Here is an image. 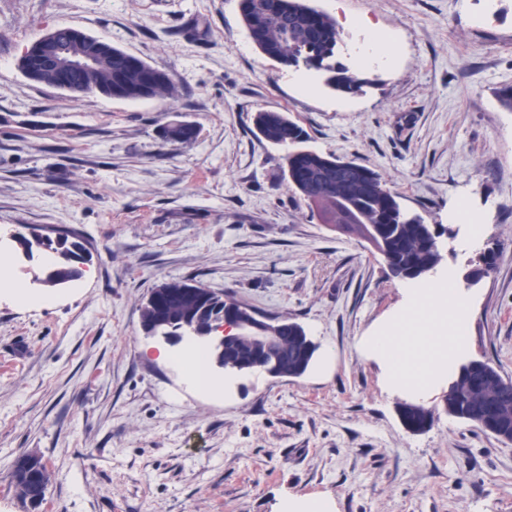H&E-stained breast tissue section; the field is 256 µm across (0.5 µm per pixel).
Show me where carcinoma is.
<instances>
[{
  "instance_id": "cac0c4a2",
  "label": "carcinoma",
  "mask_w": 512,
  "mask_h": 512,
  "mask_svg": "<svg viewBox=\"0 0 512 512\" xmlns=\"http://www.w3.org/2000/svg\"><path fill=\"white\" fill-rule=\"evenodd\" d=\"M252 42L269 59L287 67L314 70L331 88L344 92L358 91L365 80L336 60L341 33L336 21L307 0H241L240 11ZM96 54L90 71L74 70L70 74L74 89L86 94L99 92L126 100L163 99L173 95L169 75L139 57L117 47L101 44L91 49ZM259 133L270 143L288 148L306 140L303 129L282 112H260L256 116ZM164 137L180 143H191L197 137L196 127L179 123L164 126ZM290 169L289 184L309 204L322 213L325 221L336 224L375 244L384 253L391 271L404 279L423 278L439 263L448 229L440 224H426L401 210L397 195L371 169L356 164L339 167L336 158L315 151L295 154L285 159ZM82 238L69 232L57 241H49L45 251L54 254L49 271L54 274L52 286L70 284L81 276L78 264ZM502 255L499 248H490L470 260L465 274L467 284L478 283L494 271ZM169 289L195 290L194 299L176 311L177 319L192 320L197 313L208 318L231 309L246 314L249 306L229 295L218 294L193 279L170 280ZM283 349L281 369L298 378L309 366L300 357L307 348L308 335L295 321L287 320L281 328ZM251 354L245 342L224 352V367H235L239 359ZM448 405V415L477 425L483 419L484 407L496 406L499 412L496 433L512 440V381L489 363L461 369L458 381L441 396ZM398 415L410 432H424L432 423L431 412L418 405L398 404Z\"/></svg>"
}]
</instances>
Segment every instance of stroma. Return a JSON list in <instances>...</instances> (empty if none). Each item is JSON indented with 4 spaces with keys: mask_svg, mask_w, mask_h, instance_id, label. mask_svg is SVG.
<instances>
[{
    "mask_svg": "<svg viewBox=\"0 0 512 512\" xmlns=\"http://www.w3.org/2000/svg\"><path fill=\"white\" fill-rule=\"evenodd\" d=\"M390 33L399 55L356 93L302 90L252 43L238 0H0V229L69 228L93 276L26 306L0 295V512H30L18 455L50 474L37 512H512V443L438 411L411 433L357 342L401 301L367 240L325 223L284 180L260 111L307 146L380 175L406 210L448 228L463 275L467 201L504 246L468 292L472 358L512 378V0H310ZM75 27L165 69L174 97L79 98L29 80L25 47ZM196 126L192 143L162 137ZM192 278L300 323L331 368L190 388L148 353L140 309ZM256 127L267 141L287 150L290 145L301 144L306 140L303 129L282 112H259ZM288 153L294 152L288 150Z\"/></svg>",
    "mask_w": 512,
    "mask_h": 512,
    "instance_id": "obj_1",
    "label": "stroma"
}]
</instances>
